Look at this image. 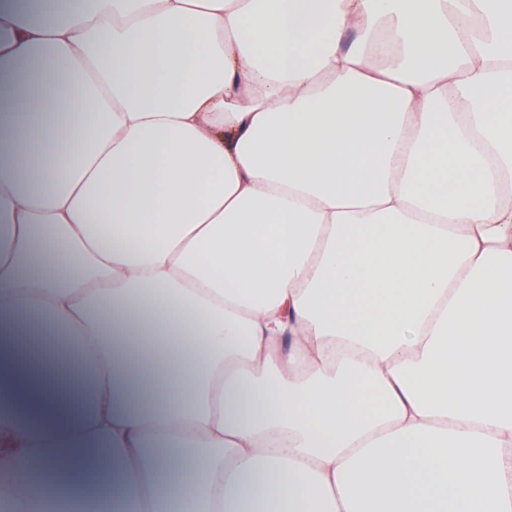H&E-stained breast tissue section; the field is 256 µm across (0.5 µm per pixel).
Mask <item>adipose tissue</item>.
<instances>
[{"label": "adipose tissue", "mask_w": 512, "mask_h": 512, "mask_svg": "<svg viewBox=\"0 0 512 512\" xmlns=\"http://www.w3.org/2000/svg\"><path fill=\"white\" fill-rule=\"evenodd\" d=\"M1 498L512 512V0H0Z\"/></svg>", "instance_id": "1"}]
</instances>
